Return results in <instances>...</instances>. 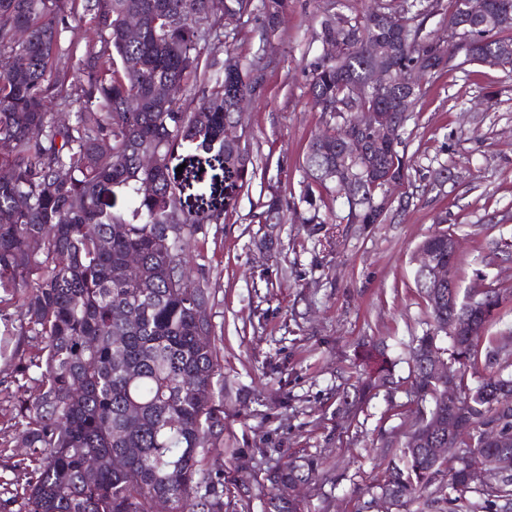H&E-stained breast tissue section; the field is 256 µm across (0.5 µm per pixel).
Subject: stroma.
I'll list each match as a JSON object with an SVG mask.
<instances>
[{"instance_id": "obj_1", "label": "stroma", "mask_w": 512, "mask_h": 512, "mask_svg": "<svg viewBox=\"0 0 512 512\" xmlns=\"http://www.w3.org/2000/svg\"><path fill=\"white\" fill-rule=\"evenodd\" d=\"M353 0H289L276 32L252 15L237 41L242 62L268 61L260 93L241 119L242 141L257 172L223 223L191 247L193 281L215 290L211 314L219 337L224 434L204 467L224 483L223 512H265L268 471L291 458H319L317 483L303 492L306 512H377L382 442L403 444L418 405L406 389L387 386L359 396L363 351L372 344L409 375L407 352L426 328L414 253L436 230L461 241L459 285L473 293L499 287L503 303L488 334L504 350L512 375V76L497 68L467 76L440 71L427 81L401 133L413 199L384 224H346L334 190L311 182L304 157L324 130L307 95L324 11H347ZM453 176L438 182L441 170ZM285 213L317 208L319 224H262L271 192ZM0 477L7 459L27 456L13 427L6 394L15 390L14 355L40 340L0 322Z\"/></svg>"}]
</instances>
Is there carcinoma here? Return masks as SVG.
Segmentation results:
<instances>
[{"label":"carcinoma","instance_id":"cac0c4a2","mask_svg":"<svg viewBox=\"0 0 512 512\" xmlns=\"http://www.w3.org/2000/svg\"><path fill=\"white\" fill-rule=\"evenodd\" d=\"M262 24L275 32L288 0H260ZM471 17L464 0H369L362 10L328 12L318 37L335 46L312 64L308 96L326 116V129L312 139L305 157L311 179L328 177L341 153L338 143L356 133L358 112H395L406 126L425 93L424 73L466 64L512 73V0H485ZM254 11V0H0V291L19 313L20 335L43 347L18 358L17 388L10 396L14 426L21 429L28 457L12 463L13 478L0 493L22 499V512H148L164 499L178 512H222L224 483L201 468L202 456L224 431L215 389L220 375L216 329L208 313L214 294L184 276L189 242L223 223L239 191L255 175L237 126V99L261 87L262 68L241 67L231 43L241 30L224 29V17ZM399 15L405 41L389 43L394 67L386 87L371 84L370 45L387 40L380 19ZM440 15L448 33L427 30ZM137 16L141 34L130 40L126 20ZM88 21L84 43L62 42L63 33ZM29 32L26 44L14 30ZM224 43L226 58L201 63L211 43ZM82 55V75L73 78L61 59ZM200 83L203 104L191 111L180 92ZM59 112L77 107L74 120ZM196 145L214 155L190 164L185 174L171 167L175 153ZM154 158L143 162L145 154ZM221 170L224 201L184 191L199 181L202 165ZM357 178L345 192L349 224H383L393 212L391 192L408 179L399 146H383L346 162ZM118 191L133 202L130 214L113 211ZM276 192L262 204L264 223L280 220ZM454 233L440 230L421 243L448 270L439 304L421 274L416 284L429 314V329L410 348L411 390L419 393L414 438L387 450L377 483L399 509L447 478L448 512H463L472 492L467 473L501 449L512 453V388L497 389L502 346L487 339L501 304L496 288L482 296L486 315L480 334L460 335L441 346V324L471 315L460 295ZM135 312V319L123 317ZM448 358V389L435 382L423 354ZM361 391L396 384L394 362L381 350L367 352ZM463 416L471 437L460 441V457L429 452L433 427ZM495 430L502 443L483 436ZM122 455L127 469L112 468ZM98 461L89 468L88 462ZM316 457L304 454L267 474L281 484L315 480ZM487 512L512 502V475L489 478ZM266 512H304L300 499L272 494Z\"/></svg>","mask_w":512,"mask_h":512}]
</instances>
